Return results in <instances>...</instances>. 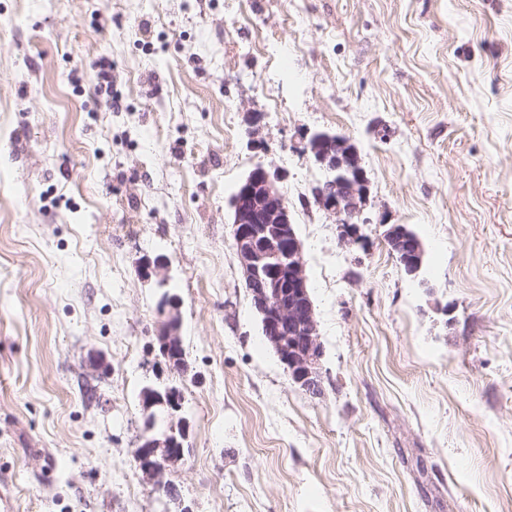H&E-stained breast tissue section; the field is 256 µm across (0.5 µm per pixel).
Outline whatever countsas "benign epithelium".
<instances>
[{
	"label": "benign epithelium",
	"mask_w": 512,
	"mask_h": 512,
	"mask_svg": "<svg viewBox=\"0 0 512 512\" xmlns=\"http://www.w3.org/2000/svg\"><path fill=\"white\" fill-rule=\"evenodd\" d=\"M310 150L324 172V179L315 189L317 204L333 215L347 233H353L368 196V180L359 152L343 136L330 131L315 132ZM281 179L279 172L257 164L240 181L229 200L233 249L267 344L290 379L307 394L319 396L323 356L319 326L309 293L302 243L278 187ZM385 238L406 273L418 275L423 255L420 240L401 224L391 225ZM279 269L286 275L277 273ZM179 305L176 296H161L158 313L162 323L156 339L169 368L184 375L189 364L181 355ZM140 401L145 421L136 460L140 469L155 480L156 489L175 500L177 490L162 480V474L166 467L183 458L189 436L187 420L176 426L171 423L173 414L182 409V393L175 386H147L140 393Z\"/></svg>",
	"instance_id": "7a95c632"
}]
</instances>
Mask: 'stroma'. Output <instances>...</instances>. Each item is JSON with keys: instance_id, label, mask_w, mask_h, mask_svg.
<instances>
[{"instance_id": "stroma-1", "label": "stroma", "mask_w": 512, "mask_h": 512, "mask_svg": "<svg viewBox=\"0 0 512 512\" xmlns=\"http://www.w3.org/2000/svg\"><path fill=\"white\" fill-rule=\"evenodd\" d=\"M271 42L304 85L278 82ZM319 130L369 181L348 244L312 196ZM259 162L286 173L318 397L265 344L232 247ZM392 224L423 240L420 278ZM158 256L165 280L141 277ZM165 293L184 376L158 353ZM148 385L184 397L173 501L135 459ZM1 498L512 512V0H0ZM405 227L402 224L391 225L385 234V238L406 273L410 276H416L424 265L426 251L423 253L420 240L410 234L406 230V228H409ZM409 230L413 231L412 229ZM413 232L417 235L415 231ZM422 255L423 259H421Z\"/></svg>"}]
</instances>
